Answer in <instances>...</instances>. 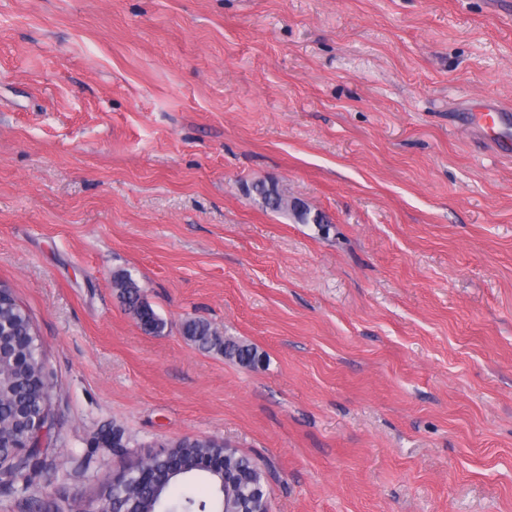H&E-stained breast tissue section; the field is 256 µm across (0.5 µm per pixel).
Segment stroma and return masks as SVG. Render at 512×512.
Listing matches in <instances>:
<instances>
[{"instance_id": "stroma-1", "label": "stroma", "mask_w": 512, "mask_h": 512, "mask_svg": "<svg viewBox=\"0 0 512 512\" xmlns=\"http://www.w3.org/2000/svg\"><path fill=\"white\" fill-rule=\"evenodd\" d=\"M484 102L512 112V0H0V281L55 376L0 512H84L188 437L270 463V512H512V155ZM115 426L128 448L92 447ZM114 285L123 304L144 331L159 333L165 328V322L145 300L144 292L132 277L118 276L114 280ZM182 334L199 350L206 352L218 350L224 354V358L243 366H255L260 360L256 347L232 337L221 338L205 320L196 318L186 320L182 324Z\"/></svg>"}]
</instances>
